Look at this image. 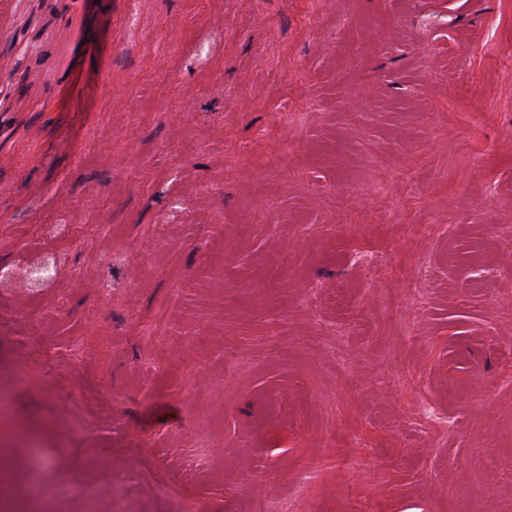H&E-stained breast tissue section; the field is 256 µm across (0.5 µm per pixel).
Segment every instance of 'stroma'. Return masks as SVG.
I'll return each instance as SVG.
<instances>
[{
  "mask_svg": "<svg viewBox=\"0 0 512 512\" xmlns=\"http://www.w3.org/2000/svg\"><path fill=\"white\" fill-rule=\"evenodd\" d=\"M0 12V512H512V0Z\"/></svg>",
  "mask_w": 512,
  "mask_h": 512,
  "instance_id": "1",
  "label": "stroma"
}]
</instances>
